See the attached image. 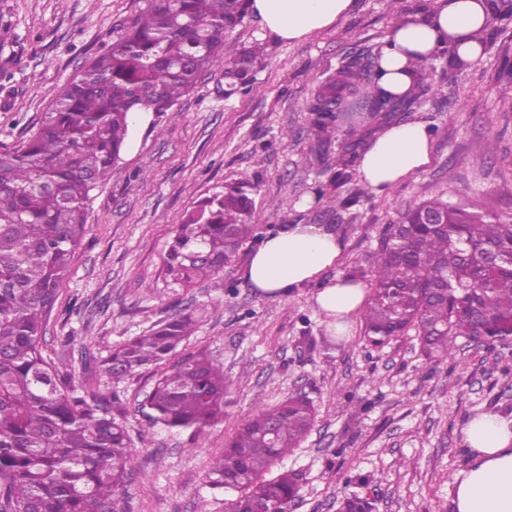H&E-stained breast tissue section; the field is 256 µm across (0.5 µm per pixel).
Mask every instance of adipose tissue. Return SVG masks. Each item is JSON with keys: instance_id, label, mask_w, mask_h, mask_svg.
Segmentation results:
<instances>
[{"instance_id": "ef3b65f1", "label": "adipose tissue", "mask_w": 512, "mask_h": 512, "mask_svg": "<svg viewBox=\"0 0 512 512\" xmlns=\"http://www.w3.org/2000/svg\"><path fill=\"white\" fill-rule=\"evenodd\" d=\"M353 0H250L251 11L272 37L296 42L333 25ZM503 0H433L431 6L399 19L377 54L380 90L408 98L420 70L440 55L468 67L480 61ZM432 130L420 121L386 125L357 157L361 181L384 194L432 161ZM343 242L318 224H281L264 237L246 268V278L265 296L288 297L316 285L314 302L330 332L345 334L364 310L365 288L342 278L325 279L342 254ZM469 453L450 492L453 512H512V416L485 412L462 427Z\"/></svg>"}]
</instances>
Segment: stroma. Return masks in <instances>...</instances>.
<instances>
[{"label": "stroma", "mask_w": 512, "mask_h": 512, "mask_svg": "<svg viewBox=\"0 0 512 512\" xmlns=\"http://www.w3.org/2000/svg\"><path fill=\"white\" fill-rule=\"evenodd\" d=\"M431 0H353L333 26L299 42L273 40L248 15L232 34L264 44L266 55L247 93H224L215 70L174 111L134 125L110 180L87 208L77 247L48 325L46 350L66 356L77 384L118 391L131 439L124 512H229V496L211 489L205 461L259 408L305 392L316 423L299 448L273 466L298 471L294 512H337L348 496H366L371 512H452L449 492L467 448L463 424L485 411L512 415V344L484 348L459 340L452 358L435 362L413 336L381 347L364 339L357 316L345 336L331 335L314 303L315 285L289 298L263 296L245 278L259 238L277 225L336 228L343 254L329 277L370 285V256L409 206L432 196L478 200L512 221V98L496 78L512 70V18L497 23L485 56L466 70L433 62L434 91L396 112L433 131L429 167L385 195L372 193L336 158L357 155L380 122H358L319 146L305 106L342 63L377 51L397 20ZM144 0H0V148L18 146L38 127L61 88L144 7ZM252 200L256 236L223 274L188 288L163 279L161 256L176 224L225 186ZM323 199H316V189ZM194 310L187 342L223 364L235 381L223 420L167 430L152 425L141 403L155 381L143 371L113 383L98 369L113 348L151 322Z\"/></svg>", "instance_id": "stroma-1"}]
</instances>
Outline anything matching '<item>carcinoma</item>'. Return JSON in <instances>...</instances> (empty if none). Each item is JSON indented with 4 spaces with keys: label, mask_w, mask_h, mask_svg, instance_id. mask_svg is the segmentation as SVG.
<instances>
[{
    "label": "carcinoma",
    "mask_w": 512,
    "mask_h": 512,
    "mask_svg": "<svg viewBox=\"0 0 512 512\" xmlns=\"http://www.w3.org/2000/svg\"><path fill=\"white\" fill-rule=\"evenodd\" d=\"M248 0H146L100 55L62 88L37 131L0 151V512H121L132 462L126 408L116 393L89 391L44 354L60 284L84 236L93 192L112 177L133 113L174 111L200 78L224 69L243 92L260 48L231 33ZM346 80H331L306 106L309 133L321 140L352 123L349 99L370 115L399 105L354 57ZM433 213L446 224H421ZM252 201L239 187L203 199L174 229L163 272L189 288L224 272L254 233ZM512 252V224L480 205L424 200L390 227L371 258L372 295L365 337L374 346L414 332L429 361L451 356L460 338L493 344L512 336V269L494 258ZM197 321L179 311L99 361L118 382L168 365L143 407L155 424L197 432L224 417L233 381L224 365L180 347ZM316 408L292 394L259 409L206 466L213 489L236 492L230 512H288L298 475H263L298 447Z\"/></svg>",
    "instance_id": "cac0c4a2"
}]
</instances>
